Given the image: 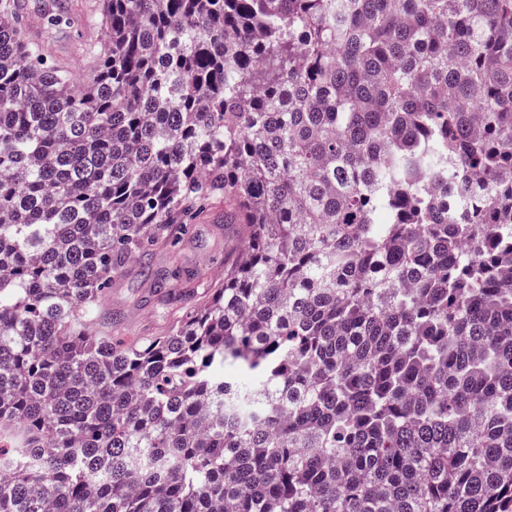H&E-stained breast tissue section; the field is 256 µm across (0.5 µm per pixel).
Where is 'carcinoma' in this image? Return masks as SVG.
<instances>
[{
    "label": "carcinoma",
    "mask_w": 512,
    "mask_h": 512,
    "mask_svg": "<svg viewBox=\"0 0 512 512\" xmlns=\"http://www.w3.org/2000/svg\"><path fill=\"white\" fill-rule=\"evenodd\" d=\"M24 5L0 512H512V0H102L80 85ZM212 202L243 252L209 301L92 334Z\"/></svg>",
    "instance_id": "1"
}]
</instances>
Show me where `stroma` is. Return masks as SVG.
<instances>
[{"mask_svg":"<svg viewBox=\"0 0 512 512\" xmlns=\"http://www.w3.org/2000/svg\"><path fill=\"white\" fill-rule=\"evenodd\" d=\"M41 0H26L25 20L30 37L42 44L47 55L65 61L75 78H83L91 62L82 45L102 39L99 0H64L72 17L70 27L50 28L38 6ZM241 254V237L234 226L225 224L224 207L216 204L192 224L186 225L177 246L159 245L147 262L134 263L117 278L99 306L94 331L133 342L164 335L182 315L180 304L163 305L152 286L153 271L174 265L193 271L194 279L179 282V291L193 302L204 303L212 288L224 282V266Z\"/></svg>","mask_w":512,"mask_h":512,"instance_id":"obj_1","label":"stroma"}]
</instances>
